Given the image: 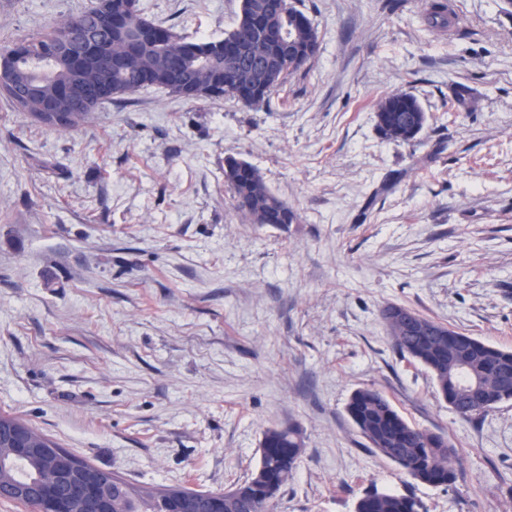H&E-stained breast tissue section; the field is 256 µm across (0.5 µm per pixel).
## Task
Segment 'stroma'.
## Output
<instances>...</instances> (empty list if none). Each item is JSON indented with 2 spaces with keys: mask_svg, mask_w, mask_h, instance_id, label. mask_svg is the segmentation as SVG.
I'll return each instance as SVG.
<instances>
[{
  "mask_svg": "<svg viewBox=\"0 0 512 512\" xmlns=\"http://www.w3.org/2000/svg\"><path fill=\"white\" fill-rule=\"evenodd\" d=\"M94 0H0V47ZM319 53L269 105L147 89L59 131L0 94V412L137 485L224 490L267 428L304 454L274 512H354L369 487L425 512H512V402L459 417L382 318L401 305L512 350V12L458 0H291ZM191 39L241 0H140ZM471 109H451L455 84ZM407 92L428 120L384 139L375 104ZM246 160L298 211L280 228L231 207ZM380 391L457 450L451 486L410 484L346 413ZM426 18L432 25H447L448 13L452 15L457 22L460 20V13L457 7V1L448 0V6L444 1L432 0L429 3Z\"/></svg>",
  "mask_w": 512,
  "mask_h": 512,
  "instance_id": "35a3bbf8",
  "label": "stroma"
}]
</instances>
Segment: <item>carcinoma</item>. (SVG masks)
<instances>
[{
  "mask_svg": "<svg viewBox=\"0 0 512 512\" xmlns=\"http://www.w3.org/2000/svg\"><path fill=\"white\" fill-rule=\"evenodd\" d=\"M110 12L123 16L131 26L154 29L156 38L128 60L124 38L115 34L104 38L112 58L126 60L121 69L90 66L80 79L95 88L89 106L74 112H44L42 105L54 99L72 78L69 64L58 60L45 69L35 64L47 49L70 27L97 32L96 20ZM262 16L272 26L286 27L294 47L302 55H276L254 31L256 18ZM432 25L448 24V6L442 0H430L426 13ZM227 40L243 41V52L264 59L259 69L246 67L224 57L216 40L188 41L172 27H164L145 18L139 0H95L81 15L55 23L35 36L22 39L0 50V57L11 56L7 83L0 90L14 110L27 113L34 121L66 130L84 121L91 112L116 97L134 94L143 88L145 78L156 88L185 98L234 99L245 106L267 104L288 78L311 63L319 49L318 35L308 18L300 19L290 0H242L234 27L224 33ZM376 127L387 140L410 142L424 130L427 115L418 100L407 93H393L376 103ZM224 184L232 194L235 210L251 224L297 223V211L288 206L269 187L258 168L234 157L224 161ZM404 306L391 305L383 311V320L398 351L423 365L433 374L439 393L448 392V379L467 367L466 374L478 381L476 395L466 407L456 408L463 419L483 415L494 405L512 401V350L474 338L457 342L460 332L430 318L419 317V327H402ZM346 412L367 447L398 464L412 480L428 485L452 484L456 471L452 466L456 449L448 438L409 423L379 391L355 390ZM305 448L301 432L294 426L272 427L264 431L260 442V460L251 475L224 491V512H271L282 488L288 482ZM48 478L45 465L36 459L16 469L0 468V486L17 479L39 483ZM179 488L136 487L115 476L112 483V512H178ZM414 498L372 488L356 503L355 512H419Z\"/></svg>",
  "mask_w": 512,
  "mask_h": 512,
  "instance_id": "obj_1",
  "label": "carcinoma"
}]
</instances>
